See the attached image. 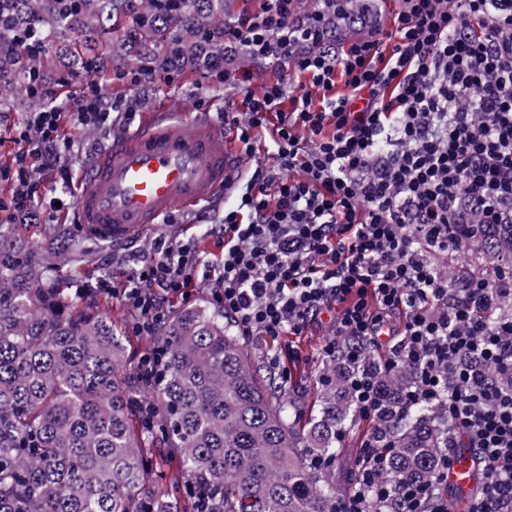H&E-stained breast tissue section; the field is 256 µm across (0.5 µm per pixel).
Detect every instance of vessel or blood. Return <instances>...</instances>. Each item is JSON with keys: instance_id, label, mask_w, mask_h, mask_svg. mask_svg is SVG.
<instances>
[{"instance_id": "vessel-or-blood-1", "label": "vessel or blood", "mask_w": 512, "mask_h": 512, "mask_svg": "<svg viewBox=\"0 0 512 512\" xmlns=\"http://www.w3.org/2000/svg\"><path fill=\"white\" fill-rule=\"evenodd\" d=\"M231 136L204 120L146 113L135 131L116 136L84 170L76 205L81 231L115 246L133 245L173 211L227 200L245 165L243 154L222 144ZM480 480L473 449L454 448L444 481L454 512H465Z\"/></svg>"}]
</instances>
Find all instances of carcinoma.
I'll return each mask as SVG.
<instances>
[{
    "label": "carcinoma",
    "mask_w": 512,
    "mask_h": 512,
    "mask_svg": "<svg viewBox=\"0 0 512 512\" xmlns=\"http://www.w3.org/2000/svg\"><path fill=\"white\" fill-rule=\"evenodd\" d=\"M233 2L0 0V112L49 107L18 88L55 62L90 56L92 76L116 56L148 77L209 70L224 60ZM358 2L327 16L339 37L355 28ZM51 239L46 249L0 225V512H336V483L307 461L336 458V433L357 416L344 362L297 428L232 321L195 306L166 322L162 364L144 377L107 311L68 299L59 271L84 257L68 225ZM478 251L499 266L512 224L481 227ZM412 379L401 368L380 384L396 399ZM386 433L388 476L429 480L448 444L443 407L414 408Z\"/></svg>",
    "instance_id": "1"
}]
</instances>
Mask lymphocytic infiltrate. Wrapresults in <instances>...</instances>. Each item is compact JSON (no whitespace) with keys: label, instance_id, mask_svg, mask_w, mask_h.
I'll return each instance as SVG.
<instances>
[{"label":"lymphocytic infiltrate","instance_id":"lymphocytic-infiltrate-1","mask_svg":"<svg viewBox=\"0 0 512 512\" xmlns=\"http://www.w3.org/2000/svg\"><path fill=\"white\" fill-rule=\"evenodd\" d=\"M261 0L224 29V45L305 78L291 94L279 79L261 91L248 73L216 68L237 86L242 109L218 118L255 168L214 231L224 243L218 272L204 268L190 239L156 237L150 257L122 270L123 302L134 331L156 335L174 297L198 277L213 281L214 303L243 336H297L334 312L324 357H344L359 417L391 423L427 402L444 407L448 447L432 478L388 479V450L363 443L361 475L337 512H448L437 493L457 444L475 449L483 486L471 512H512V280H448L431 257L469 254L461 224H512V0H395L388 27L376 26L343 52L329 48L324 18L340 0ZM345 93H335L336 83ZM321 91L313 99L312 91ZM132 107L86 83L70 119L110 123ZM51 109L28 113L15 129L18 149L0 178L12 180L0 212L40 217L35 170L53 169L70 187ZM272 150L257 155L259 134ZM382 360H374L378 347ZM410 369L397 405L379 376Z\"/></svg>","mask_w":512,"mask_h":512}]
</instances>
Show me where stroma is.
I'll use <instances>...</instances> for the list:
<instances>
[{"mask_svg": "<svg viewBox=\"0 0 512 512\" xmlns=\"http://www.w3.org/2000/svg\"><path fill=\"white\" fill-rule=\"evenodd\" d=\"M139 72L138 64L133 62L123 65L121 73L107 71L101 79L103 92L117 99L133 101L136 112L140 115L150 110L167 109L187 117L211 121L218 112H237L241 109V94L232 86L218 84L209 75L174 73L143 79ZM124 129L125 125L119 118L112 125L99 128H77L70 121H63L61 134L71 143L67 164L73 173L81 174L95 155L111 145L114 134L123 132ZM223 219L224 205L220 202L203 204L190 212H174L172 223L152 225L131 250L83 238L82 247L88 255V261L69 277L67 286L72 290L73 298L78 304L93 302V295L86 291L87 285L108 271L112 265L124 263L130 253L148 254L154 237L162 232L184 239H194L204 259L216 261L220 257L221 248L217 236L211 234L210 227ZM331 337L332 323L325 316L320 323L310 326L302 336H281L275 339L250 336L246 342L265 374L270 371L268 361L271 356L285 354L287 345L296 346L301 357L287 364L292 375L290 396L297 408L308 413L317 407L324 392L319 381L320 376L334 367L333 360L320 356L322 346ZM371 430V423L362 419L344 428V436L339 441L341 451L332 467V476L340 491L351 490L357 482L361 446Z\"/></svg>", "mask_w": 512, "mask_h": 512, "instance_id": "1", "label": "stroma"}]
</instances>
